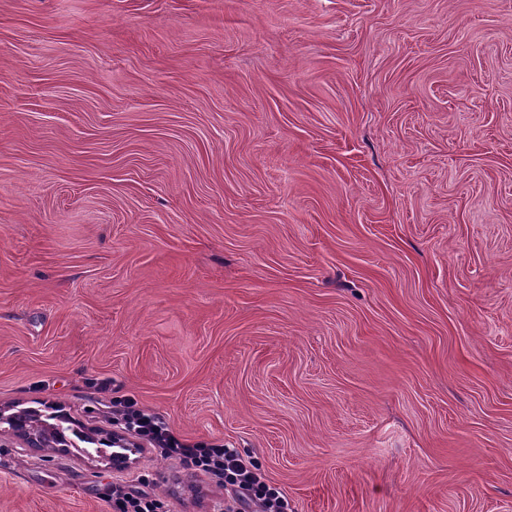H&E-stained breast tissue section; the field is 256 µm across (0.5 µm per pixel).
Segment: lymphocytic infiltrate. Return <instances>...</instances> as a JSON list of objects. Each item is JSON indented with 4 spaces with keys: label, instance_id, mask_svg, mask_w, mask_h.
Segmentation results:
<instances>
[{
    "label": "lymphocytic infiltrate",
    "instance_id": "1",
    "mask_svg": "<svg viewBox=\"0 0 512 512\" xmlns=\"http://www.w3.org/2000/svg\"><path fill=\"white\" fill-rule=\"evenodd\" d=\"M112 418L125 430L161 448L166 457L208 475L231 492L232 503L226 512H288L287 493L269 484L252 457L238 449L186 443L174 434L163 416L137 408L131 401L113 403ZM104 498L112 512H168L160 498L127 486H112Z\"/></svg>",
    "mask_w": 512,
    "mask_h": 512
}]
</instances>
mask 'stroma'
<instances>
[{
  "label": "stroma",
  "instance_id": "stroma-1",
  "mask_svg": "<svg viewBox=\"0 0 512 512\" xmlns=\"http://www.w3.org/2000/svg\"><path fill=\"white\" fill-rule=\"evenodd\" d=\"M292 512H512V0H0V415L110 401ZM216 512L0 425V512ZM104 498L113 512H168V505L155 496L134 488L112 485Z\"/></svg>",
  "mask_w": 512,
  "mask_h": 512
}]
</instances>
